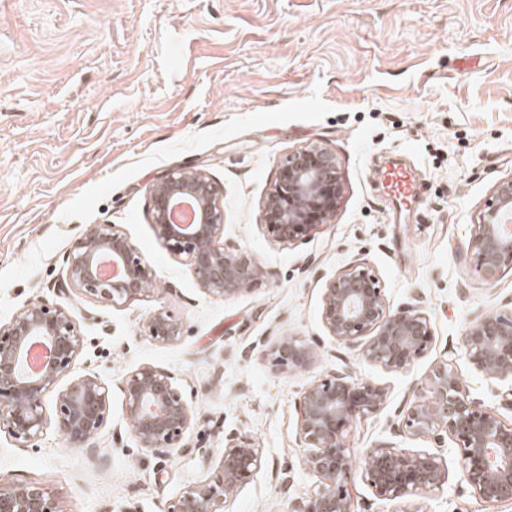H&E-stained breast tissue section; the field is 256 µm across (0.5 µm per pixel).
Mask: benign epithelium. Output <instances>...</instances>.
Instances as JSON below:
<instances>
[{"instance_id":"obj_1","label":"benign epithelium","mask_w":512,"mask_h":512,"mask_svg":"<svg viewBox=\"0 0 512 512\" xmlns=\"http://www.w3.org/2000/svg\"><path fill=\"white\" fill-rule=\"evenodd\" d=\"M343 195L336 156L319 145L297 148L283 160L266 194L263 217L272 237L292 243L311 235L335 215ZM155 224L178 256L192 267L198 287L215 297H233L251 289L264 271L248 253L224 242V193L206 172L172 169L149 188ZM188 203L190 224L170 223L174 206ZM467 252L485 279H498L512 259V176L500 180L472 229ZM118 268L101 276V262ZM66 288L97 303L122 307L145 295L155 274L138 244L115 224H89L73 240L66 258ZM321 320L328 336L367 362L389 372L407 369L432 345L431 323L419 303L392 310L373 271L351 264L328 277L321 289ZM144 335L159 343L181 338L180 318L158 309L142 323ZM51 349L44 367L27 368L32 343ZM80 328L69 308L31 302L0 325V426L16 440H36L50 423L68 447L86 449L112 417L109 387L85 375L64 381L82 351ZM473 368L499 387L512 407V311L481 313L460 338ZM275 365L284 373L314 365L312 345L292 337L273 346ZM123 412L141 451L172 457L183 451L197 414L182 395L174 375L153 364L129 372L121 384ZM55 394L54 414L45 412ZM379 385L335 370L314 379L298 399L296 437L307 449L304 465L317 477L314 490L289 501L288 512H351L347 488L350 458L345 432L359 415L375 413L386 403ZM394 430L426 438L443 448L450 442L459 456L463 481L487 503L512 501V423L470 396L456 371L437 365L425 393L415 397ZM262 468V451L245 434L224 440L215 479L198 484L167 504L164 512H224L227 496ZM363 474L382 500L428 492L448 481V469L430 453L382 442L366 454ZM0 512H59L44 489L0 483Z\"/></svg>"}]
</instances>
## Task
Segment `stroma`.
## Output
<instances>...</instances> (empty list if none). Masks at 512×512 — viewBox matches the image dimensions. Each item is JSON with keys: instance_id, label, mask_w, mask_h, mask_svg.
<instances>
[{"instance_id": "obj_1", "label": "stroma", "mask_w": 512, "mask_h": 512, "mask_svg": "<svg viewBox=\"0 0 512 512\" xmlns=\"http://www.w3.org/2000/svg\"><path fill=\"white\" fill-rule=\"evenodd\" d=\"M311 144L335 154L343 197L311 237L282 244L261 205L284 158ZM390 161L424 184L405 216L377 183ZM174 168L223 187L224 237L265 271L254 289L202 291L159 236L148 188ZM511 175L512 0H0V324L30 302L68 306L84 336L74 375L112 391L97 460L51 425L31 448L2 430L0 483L48 487L60 512H163L215 476L239 431L263 467L224 512H288L317 484L295 440L299 396L347 369L388 392L346 432L353 512H512L476 498L456 450L426 439L395 441L447 464L440 488L386 501L363 474L439 363L512 423L459 345L476 313L512 302V262L489 283L466 251ZM89 224L138 243L156 275L145 296L115 308L63 290L65 255ZM356 261L390 308L422 302L434 340L407 370L363 362L323 329L322 285ZM161 307L184 321L179 342L144 336ZM289 336L314 345L311 368L277 369L271 348ZM142 364L170 371L198 415L168 459L142 452L122 414L121 380Z\"/></svg>"}]
</instances>
